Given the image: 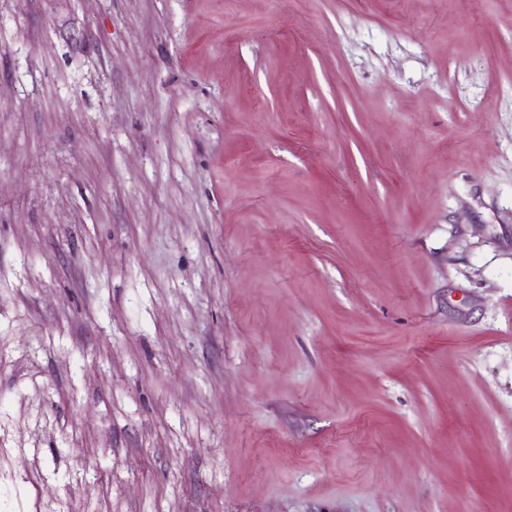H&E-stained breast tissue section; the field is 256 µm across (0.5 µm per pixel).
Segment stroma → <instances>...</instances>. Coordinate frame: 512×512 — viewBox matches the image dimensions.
Instances as JSON below:
<instances>
[{"label":"stroma","mask_w":512,"mask_h":512,"mask_svg":"<svg viewBox=\"0 0 512 512\" xmlns=\"http://www.w3.org/2000/svg\"><path fill=\"white\" fill-rule=\"evenodd\" d=\"M0 512H512V0H0Z\"/></svg>","instance_id":"35a3bbf8"}]
</instances>
